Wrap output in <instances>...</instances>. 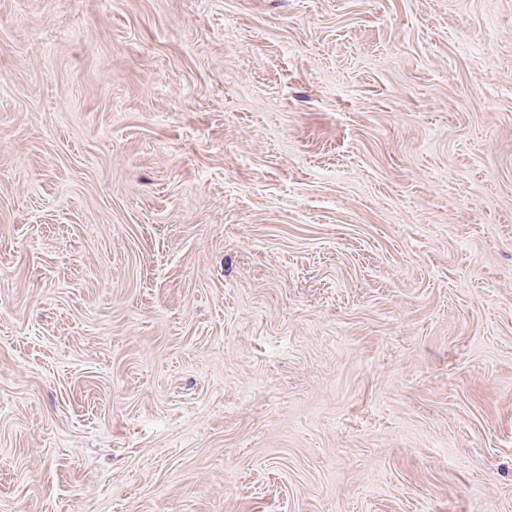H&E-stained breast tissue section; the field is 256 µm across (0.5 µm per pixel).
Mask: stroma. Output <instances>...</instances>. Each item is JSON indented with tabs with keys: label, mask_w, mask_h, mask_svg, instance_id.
Instances as JSON below:
<instances>
[{
	"label": "stroma",
	"mask_w": 512,
	"mask_h": 512,
	"mask_svg": "<svg viewBox=\"0 0 512 512\" xmlns=\"http://www.w3.org/2000/svg\"><path fill=\"white\" fill-rule=\"evenodd\" d=\"M0 512H512V0H0Z\"/></svg>",
	"instance_id": "stroma-1"
}]
</instances>
